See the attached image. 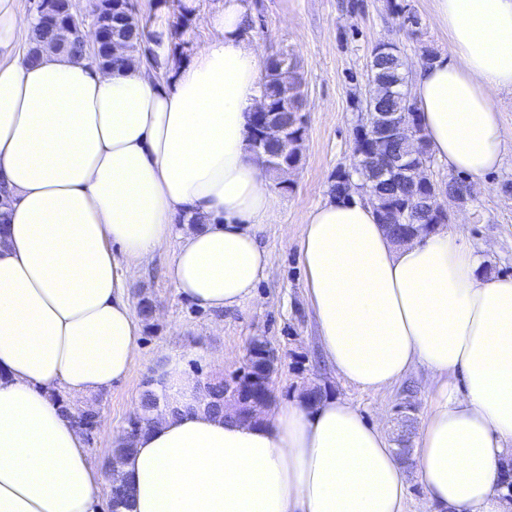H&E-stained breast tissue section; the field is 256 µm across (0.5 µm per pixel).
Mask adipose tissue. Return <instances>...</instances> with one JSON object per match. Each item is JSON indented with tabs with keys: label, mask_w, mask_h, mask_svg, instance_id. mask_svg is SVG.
I'll list each match as a JSON object with an SVG mask.
<instances>
[{
	"label": "adipose tissue",
	"mask_w": 512,
	"mask_h": 512,
	"mask_svg": "<svg viewBox=\"0 0 512 512\" xmlns=\"http://www.w3.org/2000/svg\"><path fill=\"white\" fill-rule=\"evenodd\" d=\"M450 56L416 66L412 93L433 154L481 183L505 140L512 0H433ZM247 0L202 19L212 37L154 64L17 50L31 20L0 0V512H101L102 468L53 399L109 391L139 356L126 270L170 250L184 300L216 312L269 277L257 231L269 175L248 142L264 61L243 38ZM319 347L336 375L379 392L417 367L432 395L402 463L386 428L331 394L215 415L162 353L171 412L137 434L120 471L127 512H405L417 481L434 512H512V276L484 274L463 225L395 244L365 199L327 198L299 242Z\"/></svg>",
	"instance_id": "obj_1"
}]
</instances>
